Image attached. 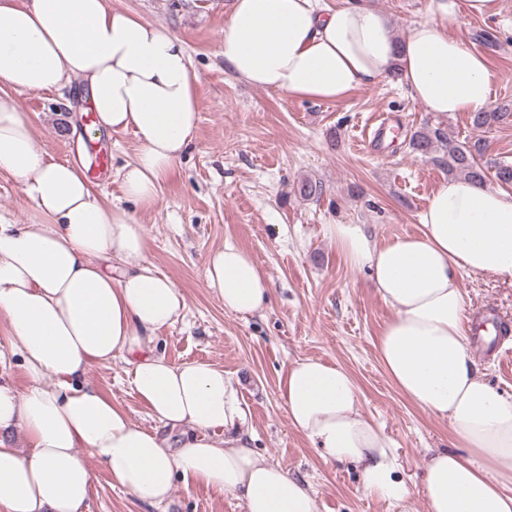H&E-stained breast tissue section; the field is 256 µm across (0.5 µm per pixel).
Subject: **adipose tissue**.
<instances>
[{
	"instance_id": "1",
	"label": "adipose tissue",
	"mask_w": 512,
	"mask_h": 512,
	"mask_svg": "<svg viewBox=\"0 0 512 512\" xmlns=\"http://www.w3.org/2000/svg\"><path fill=\"white\" fill-rule=\"evenodd\" d=\"M498 0H427L426 19L397 36L371 0H234L218 42L225 66L257 88L338 102L400 70L426 111L473 113L488 104L486 58L448 33L449 20L496 14ZM77 96L94 134L133 132L137 154L120 172L124 204L98 199L83 170L36 143L12 92ZM200 75L168 28L107 0H0V173L33 209L27 224L0 221V314L30 378L0 385V512H84L99 464L137 500L167 501L175 479L233 493L245 512H318L309 484L255 452L245 435L216 440L240 416L222 368L170 362L158 331L184 316L177 284L147 259L138 209L189 148L199 121ZM351 265L391 308L376 347L397 390L449 422L463 453L430 451L421 492L427 512H512V395L489 385L463 326L461 273L512 282V193L462 178L442 181L417 234L381 244L361 224H329ZM115 262L114 272L104 265ZM205 284L227 312L264 309L272 283L235 245L211 251ZM121 360L130 389L156 424L147 430L85 380ZM53 385H45V377ZM291 427L328 463H354L366 493L400 501L396 445L360 410L350 373L295 361L279 382ZM23 429L28 445L7 435Z\"/></svg>"
}]
</instances>
